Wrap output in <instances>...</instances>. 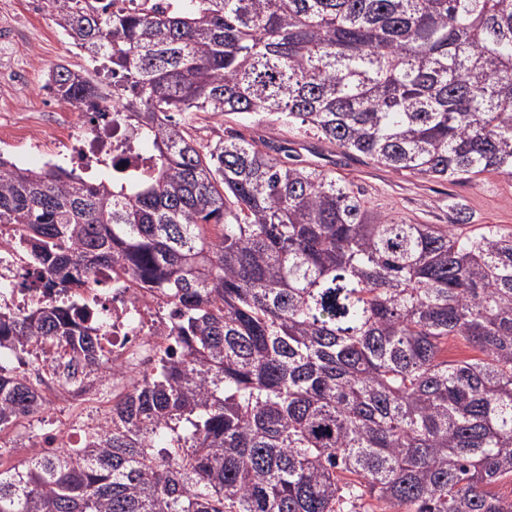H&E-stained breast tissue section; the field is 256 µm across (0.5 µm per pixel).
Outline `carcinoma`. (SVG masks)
Masks as SVG:
<instances>
[{
  "instance_id": "carcinoma-1",
  "label": "carcinoma",
  "mask_w": 512,
  "mask_h": 512,
  "mask_svg": "<svg viewBox=\"0 0 512 512\" xmlns=\"http://www.w3.org/2000/svg\"><path fill=\"white\" fill-rule=\"evenodd\" d=\"M45 0L112 75L146 169L89 182L0 155V225L36 293L0 310V432L44 409L11 366L69 353V390L114 373L85 304L110 270L170 309L153 370L108 430L22 466L0 512H512V229L412 224L335 175L200 116L305 129L420 178L512 180V0ZM76 104L98 85L58 65ZM476 357H441L448 338Z\"/></svg>"
}]
</instances>
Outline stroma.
Segmentation results:
<instances>
[{
	"label": "stroma",
	"instance_id": "stroma-1",
	"mask_svg": "<svg viewBox=\"0 0 512 512\" xmlns=\"http://www.w3.org/2000/svg\"><path fill=\"white\" fill-rule=\"evenodd\" d=\"M12 22L17 40L11 51L16 63L29 67L33 81L23 87L0 84V125L24 128L39 134L47 113L40 86L47 70L58 64L73 70L89 69L87 59L65 39L47 11H34L32 0H0V20ZM238 130L250 139L275 138L291 154L303 161L322 166L353 185L367 208L388 211L417 224H447L452 220L451 207L461 202L470 216L468 230L483 224L512 228V182L489 176L468 184L420 179L406 172H395L376 165L370 158L348 153L312 132L298 129H269L259 122L207 117L200 120L192 135L201 145L215 144L226 132ZM47 409L39 416L20 419L0 433V461L17 465L29 459L37 443L46 435L67 432L79 419L99 415L112 404L111 387L89 383L83 393L50 392Z\"/></svg>",
	"mask_w": 512,
	"mask_h": 512
}]
</instances>
